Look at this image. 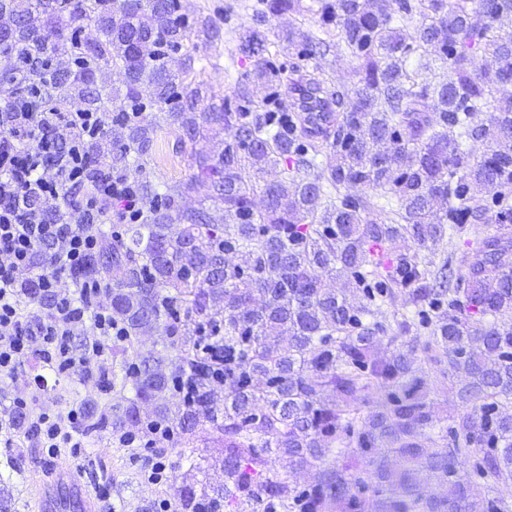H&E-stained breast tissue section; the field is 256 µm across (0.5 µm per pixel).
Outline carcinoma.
<instances>
[{
	"label": "carcinoma",
	"mask_w": 512,
	"mask_h": 512,
	"mask_svg": "<svg viewBox=\"0 0 512 512\" xmlns=\"http://www.w3.org/2000/svg\"><path fill=\"white\" fill-rule=\"evenodd\" d=\"M259 2L281 35L243 36L251 69L219 96L189 42L224 28L189 0H0V53L19 64L0 102L40 80L60 112H112L122 144L89 143V177L133 176L148 210L71 275L117 270L107 299L130 332L112 380L134 395L97 429L221 447L224 485L183 486L181 512H512V96L479 115L512 83V0ZM338 51L359 61L351 91L331 78ZM437 60L450 78L432 84ZM162 120L195 173L160 192L145 169ZM27 205L83 217L73 199ZM158 324L172 369L137 349ZM414 348L448 373L419 370ZM185 375L192 403L141 417ZM432 390L465 411L440 425ZM305 470L312 483L288 479Z\"/></svg>",
	"instance_id": "carcinoma-1"
}]
</instances>
